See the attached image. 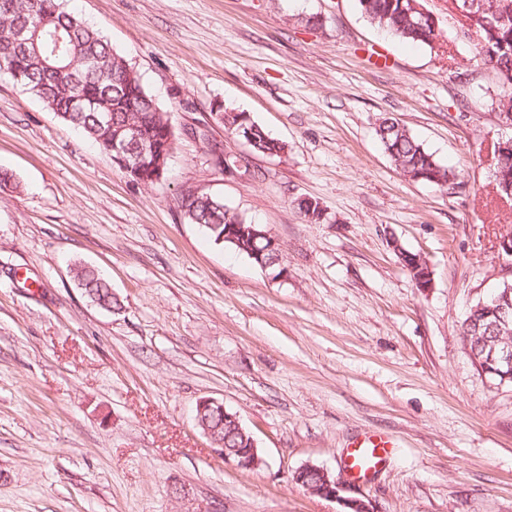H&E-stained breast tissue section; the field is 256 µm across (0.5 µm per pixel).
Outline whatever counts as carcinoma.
Instances as JSON below:
<instances>
[{
	"mask_svg": "<svg viewBox=\"0 0 512 512\" xmlns=\"http://www.w3.org/2000/svg\"><path fill=\"white\" fill-rule=\"evenodd\" d=\"M365 17L379 28L403 41L430 46L437 34L419 19L410 0H358ZM486 8L477 12L471 24L461 26L457 37L472 40L474 57L492 69L500 93L495 100L498 111L512 114V0H483ZM25 24L30 42L14 45L15 26ZM23 85L59 118L78 129L105 152L112 144V126L132 124L142 138L165 148V152L147 155L123 169L133 180L155 182L166 173L167 161L174 149L175 137L170 112L164 110L145 88L140 74L114 51L100 32L78 15L63 9L59 0H0V77ZM224 128L235 132L250 130V146L257 152L278 155L285 145L272 138L262 127L242 121L233 109L222 113ZM386 153L405 176L435 186L456 179L453 170L442 165L398 121L386 118L377 131ZM501 198L512 201V156L495 179ZM178 207L192 224L202 225L217 244L238 253L251 255L249 242L241 244L222 239L231 224L244 220L228 208L222 199L207 192L181 195ZM75 279L93 302L116 303L111 285L98 270L80 265ZM208 428L232 447L239 438L224 416L209 415Z\"/></svg>",
	"mask_w": 512,
	"mask_h": 512,
	"instance_id": "1",
	"label": "carcinoma"
}]
</instances>
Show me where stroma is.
<instances>
[{
    "instance_id": "35a3bbf8",
    "label": "stroma",
    "mask_w": 512,
    "mask_h": 512,
    "mask_svg": "<svg viewBox=\"0 0 512 512\" xmlns=\"http://www.w3.org/2000/svg\"><path fill=\"white\" fill-rule=\"evenodd\" d=\"M425 5L430 47L357 0H64L170 110L176 141L165 178L133 181L0 79V172L19 184L0 193V512H340L293 473L342 474L366 432L397 442L350 487L371 512H512V383L479 374L462 337L470 307L512 282V204L493 181L512 129L448 0ZM227 105L286 152L227 132ZM388 116L453 184L401 173L375 132ZM195 188L275 236L281 270L189 223L178 200ZM79 262L116 308L89 301ZM204 398L239 416L257 468L218 454ZM74 277L80 285L83 286L85 293L94 303L105 301L112 309V305H117V300L112 298V287L98 270L85 265L77 266L74 269ZM110 290V291H109ZM97 304V303H96ZM99 306V304H97Z\"/></svg>"
}]
</instances>
